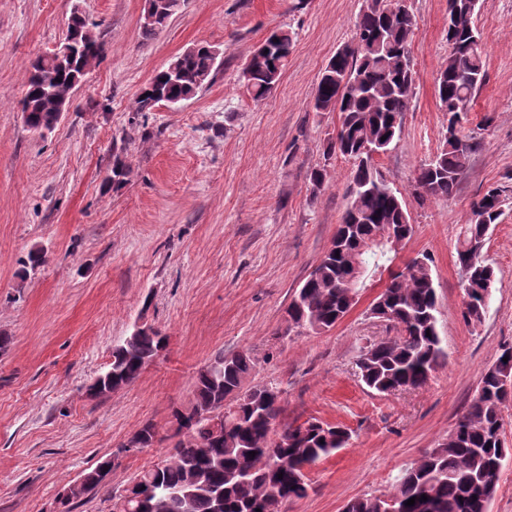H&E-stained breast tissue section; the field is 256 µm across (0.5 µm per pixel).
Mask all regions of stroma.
<instances>
[{
  "mask_svg": "<svg viewBox=\"0 0 512 512\" xmlns=\"http://www.w3.org/2000/svg\"><path fill=\"white\" fill-rule=\"evenodd\" d=\"M145 0H0V512H112L143 471L172 451V411L193 400L198 370L218 352H249V385L275 383L278 425L315 418L351 432L307 470L308 494L285 512H342L391 491L401 470L448 436L485 370L512 346V0H479L486 80L463 131L480 138L449 197H419L415 176L441 145L448 116L435 77L448 60V0H407L415 96L402 133L377 156L414 227L394 265L428 254L448 359L417 389L380 395L356 376L366 340L392 336L369 308L372 278L331 330L289 328L285 311L329 249L348 205L352 165L325 158L339 115L318 112L319 78L350 44L365 0H182L144 37ZM81 9L103 45L67 112L39 135L21 101L31 65L64 39ZM294 34L279 83L254 101L242 69L271 30ZM219 49L213 80L178 107L136 114L149 78L187 49ZM127 169L110 184L114 157ZM325 167L320 190L309 182ZM503 191L485 258L496 282L480 324L464 323L455 265L462 225L488 189ZM45 264L29 271L32 250ZM163 352L133 383L97 397L94 380L136 327ZM508 454L488 512H512V397L501 406ZM153 446L125 449L143 425ZM107 480L76 499L66 489L103 462Z\"/></svg>",
  "mask_w": 512,
  "mask_h": 512,
  "instance_id": "stroma-1",
  "label": "stroma"
}]
</instances>
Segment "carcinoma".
Instances as JSON below:
<instances>
[{
  "mask_svg": "<svg viewBox=\"0 0 512 512\" xmlns=\"http://www.w3.org/2000/svg\"><path fill=\"white\" fill-rule=\"evenodd\" d=\"M177 7L178 0H168L170 11L141 26L143 36L150 38L162 30ZM475 12L474 0H448L451 52L436 77L440 111L448 113V126L437 153L417 171L416 191L421 197L451 196L480 148L478 139L461 131L466 106L485 80ZM415 26L407 0H373L358 17L354 41L330 58L319 79L314 109L339 113L336 136L328 140L324 156L352 162L351 202L330 248L288 305V322L296 328L315 333L333 328L355 305L367 279L393 263L394 240L413 232L405 204L382 179L375 155L399 139L404 112L415 95ZM66 38L75 45L72 55L49 53L33 65L22 101L29 126L53 128L57 116L48 92L79 82L87 58L95 61L102 53L101 42L77 13ZM293 42V33L280 29L253 54L245 80L253 99L261 100L274 89ZM173 63L180 75L168 68L154 75L142 89L146 97L136 101V113L193 98L216 71V58L203 44ZM501 196L502 190L492 188L474 201L471 222L459 232L456 265L469 299L461 310L468 325L482 321L495 284L484 251L489 229L502 215ZM370 315L391 323L396 336L373 341L360 354L359 381L387 395L424 386L447 357L428 254H417L403 271L390 276ZM164 342L156 331L133 332L113 349L104 376L123 384L134 382ZM210 364L217 367L216 378L197 375L194 401L173 413L178 425L189 424L193 440L176 442L169 461L139 474L132 497H120L114 512H213L217 491L224 495V512H257L264 499L275 495L288 501L305 497V470L347 444L346 428L315 418L285 426L282 442H277L274 424L283 411L281 400L264 401V386L246 385L255 368L251 354L229 356L221 351ZM506 371L512 375V347L503 350L496 368L485 371L479 396L459 415L448 440L405 468L390 494L356 498L347 504L348 512H386L390 507L395 512H488L489 486H497L506 457L501 405L509 394L500 381ZM221 400L226 401L222 437L215 433V418L205 416ZM251 451L255 456H249ZM423 495L428 500H421ZM412 497L415 504L409 506Z\"/></svg>",
  "mask_w": 512,
  "mask_h": 512,
  "instance_id": "obj_1",
  "label": "carcinoma"
}]
</instances>
